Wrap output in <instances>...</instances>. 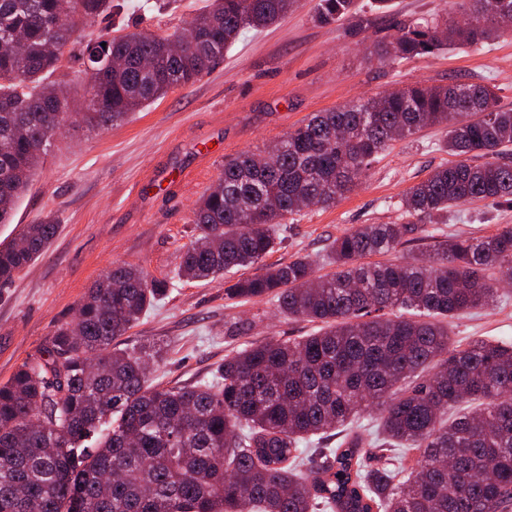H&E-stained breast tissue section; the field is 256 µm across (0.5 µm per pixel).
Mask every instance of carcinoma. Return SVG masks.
Here are the masks:
<instances>
[{"mask_svg":"<svg viewBox=\"0 0 512 512\" xmlns=\"http://www.w3.org/2000/svg\"><path fill=\"white\" fill-rule=\"evenodd\" d=\"M299 0H214L186 30L189 52H161L169 36L128 31L86 44L84 111H69L54 79L76 25L112 0H0V224L51 145L57 114L105 130L208 71L246 29L265 28ZM476 24L413 23L382 48L394 62L478 46L512 21V0H457ZM375 25L355 0H317L314 20ZM19 39L16 52L11 43ZM117 64L103 71L98 55ZM437 126L457 160L400 199L399 221L334 239V271L314 276L297 256L227 281L226 295L268 298L320 329L224 356L212 382L149 383L163 350L114 344L165 290L143 269L112 267L38 354L0 384V512H512V343L450 337L448 320L492 305L493 270H512V224L481 238L444 237L427 255L366 262L432 238L448 211L473 201L512 204V111L493 88L466 82L393 88L329 112L267 147L242 152L193 210L196 237L178 276L212 281L260 266L276 227L352 190L397 137ZM51 219L0 247V285L50 246ZM378 421L372 438L352 425ZM336 446H328L331 438ZM309 442L311 467L297 469ZM415 452L410 466L385 455Z\"/></svg>","mask_w":512,"mask_h":512,"instance_id":"carcinoma-1","label":"carcinoma"}]
</instances>
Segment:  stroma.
Wrapping results in <instances>:
<instances>
[{
  "mask_svg": "<svg viewBox=\"0 0 512 512\" xmlns=\"http://www.w3.org/2000/svg\"><path fill=\"white\" fill-rule=\"evenodd\" d=\"M116 17L99 16L74 35L63 75L73 111H82L88 87L82 49L95 36L134 29L168 34L187 28L211 0H121ZM315 0L276 23L245 31L224 57L193 83L170 91L100 132L77 123L54 136L10 223L0 224V244L23 225L52 217L58 233L51 246L14 281L0 288V383L37 354L56 327L75 319L89 288L112 266L132 264L167 282V293L126 333L132 347L158 342L164 363L153 384L192 385L211 378L231 350L269 339L286 340L315 331L313 323L280 314L266 299L240 302L224 294L223 281L180 279L183 251L195 236L193 210L227 159L259 151L314 113L357 97H371L406 84L487 83L498 105L512 110V33L490 44L444 50L400 64H382L370 51L417 18L453 10L452 0H392L373 29L361 33L341 21L323 26L313 18ZM441 131L425 130L397 140L367 176L328 207L306 209L285 224L283 241L266 264L309 257L316 274L326 273L329 243L363 224L399 217L405 191L450 162ZM512 224V206L490 201L453 208L444 230L480 237ZM454 340H512V287L500 289L493 306L451 320Z\"/></svg>",
  "mask_w": 512,
  "mask_h": 512,
  "instance_id": "obj_1",
  "label": "stroma"
}]
</instances>
